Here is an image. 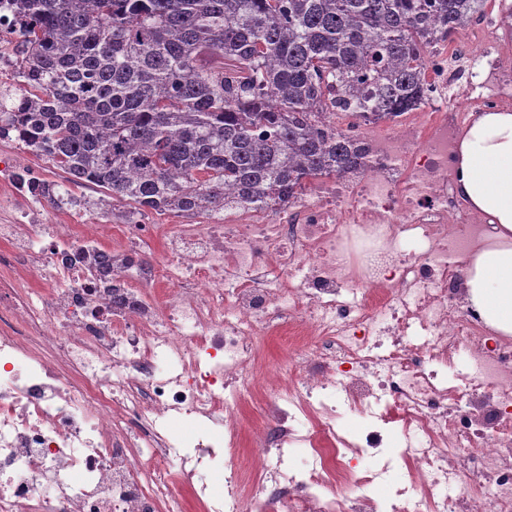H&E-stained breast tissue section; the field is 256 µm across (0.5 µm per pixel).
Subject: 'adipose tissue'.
Masks as SVG:
<instances>
[{
  "label": "adipose tissue",
  "mask_w": 512,
  "mask_h": 512,
  "mask_svg": "<svg viewBox=\"0 0 512 512\" xmlns=\"http://www.w3.org/2000/svg\"><path fill=\"white\" fill-rule=\"evenodd\" d=\"M453 192L490 225L486 243L462 262L468 305L499 335L512 336V107L471 114Z\"/></svg>",
  "instance_id": "ef3b65f1"
}]
</instances>
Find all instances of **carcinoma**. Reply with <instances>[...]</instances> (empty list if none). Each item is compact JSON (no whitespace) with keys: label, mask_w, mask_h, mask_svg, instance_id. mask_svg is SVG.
Listing matches in <instances>:
<instances>
[{"label":"carcinoma","mask_w":512,"mask_h":512,"mask_svg":"<svg viewBox=\"0 0 512 512\" xmlns=\"http://www.w3.org/2000/svg\"><path fill=\"white\" fill-rule=\"evenodd\" d=\"M487 0H0L19 89L0 137L130 214L281 207L368 169L363 122L420 109L427 52Z\"/></svg>","instance_id":"carcinoma-1"}]
</instances>
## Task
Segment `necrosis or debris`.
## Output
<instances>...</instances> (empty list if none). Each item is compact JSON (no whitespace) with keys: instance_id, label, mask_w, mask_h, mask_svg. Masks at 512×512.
<instances>
[{"instance_id":"4bbe7bcc","label":"necrosis or debris","mask_w":512,"mask_h":512,"mask_svg":"<svg viewBox=\"0 0 512 512\" xmlns=\"http://www.w3.org/2000/svg\"><path fill=\"white\" fill-rule=\"evenodd\" d=\"M428 64L421 111L361 131L373 169L171 226L160 262L143 260L153 224L125 225L106 267L100 225L0 224V512H186L182 487L216 462L208 512H512V339L465 303L461 260L488 224L452 190L459 131L512 100V58L490 28L458 61L480 83ZM283 318L302 347L257 373ZM256 388L245 496L234 449ZM177 415L203 423L195 440L169 433Z\"/></svg>"}]
</instances>
